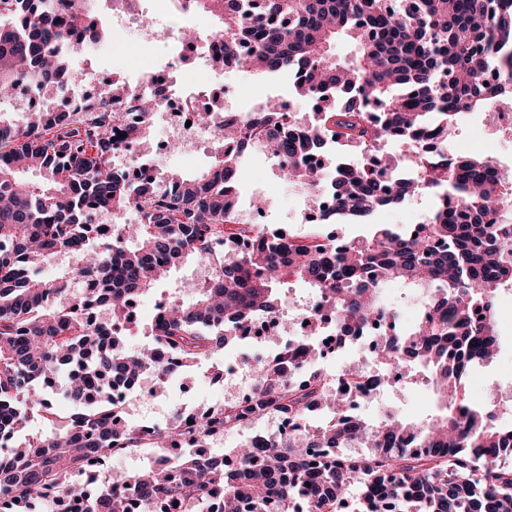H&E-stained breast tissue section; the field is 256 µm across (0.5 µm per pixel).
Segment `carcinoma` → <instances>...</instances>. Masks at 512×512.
<instances>
[{"label":"carcinoma","instance_id":"obj_1","mask_svg":"<svg viewBox=\"0 0 512 512\" xmlns=\"http://www.w3.org/2000/svg\"><path fill=\"white\" fill-rule=\"evenodd\" d=\"M212 16L224 36V65L288 74L296 96L320 103L314 124L297 132L281 105L267 101L243 124H224L231 145L216 149L208 171L170 172L133 184L112 169V95L75 112L50 105L13 128L0 114V502L37 512L57 495L80 512H512V426L492 423L469 405L462 379L500 352L495 301L512 286V181L485 155L457 157L448 139L459 116L512 101V0H186ZM108 30L73 0H0V88L26 76L51 93L74 79L69 47L100 46ZM352 41L356 60H336L332 44ZM499 79L488 81L489 72ZM411 145L423 176L390 190L382 144ZM366 154L343 173L336 159L309 167L329 142ZM258 146L279 162L281 176L312 206L329 187L335 218L364 224L375 210L420 191L437 198L417 234L376 225L371 235L332 241L320 233L285 243L270 234L249 253L224 251L210 280L189 303L167 306L152 323L151 343L130 351L125 334H103L82 304L95 303L119 321L130 302L153 290L189 259L210 263L215 243L238 235L236 172L241 152ZM37 171L39 183L21 174ZM132 213L93 240L102 215ZM72 257L68 275L41 276L56 257ZM294 279L328 298L343 329L373 319L397 324L383 286L400 281L430 303L428 319L406 333L426 366L438 413L426 420L349 416L315 376L298 388L288 368L299 353L287 347L258 359L254 391L234 407L214 406L160 428L148 442L171 449L186 435L248 427L269 414L306 421L320 400L331 410L324 428L304 426L292 438L268 436L234 450L232 468L211 456L140 473H111L107 490L73 479L92 459L142 447L138 427L112 405L110 379L148 372L154 392L168 387L169 354L190 367L241 341L240 327L260 313L285 308L277 285ZM87 371L67 381L73 412L64 427L48 376L71 364ZM44 431L18 439L29 407ZM350 448L354 459L337 456Z\"/></svg>","mask_w":512,"mask_h":512}]
</instances>
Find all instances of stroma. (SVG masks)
Listing matches in <instances>:
<instances>
[{"instance_id":"stroma-1","label":"stroma","mask_w":512,"mask_h":512,"mask_svg":"<svg viewBox=\"0 0 512 512\" xmlns=\"http://www.w3.org/2000/svg\"><path fill=\"white\" fill-rule=\"evenodd\" d=\"M227 76L238 86V93L233 102L234 108L250 109L261 94L294 99L287 76H256L241 69L228 70ZM294 101L295 120L314 119L315 114L308 101ZM489 119L487 112L478 111L459 121L450 142L451 151L466 155L482 153L492 157L497 164L504 162L507 157H512V145H503L495 139L483 137L481 127ZM239 168L247 173L246 180L239 184L241 206L250 207V189L252 185H259L262 193L273 201L271 208L261 216V223L291 224L294 225L297 234L302 236L317 229L324 234L337 232L340 237L346 239L363 237L370 233L372 225L375 224H391L398 227L423 222L427 213L436 204L435 196L425 191L407 199L399 206L375 213L367 224H323L316 227L305 222V201L293 187L281 180L276 158L251 150L242 159ZM201 268L200 262L192 259L186 261L173 269L166 280L143 298L140 321L125 337L128 348L134 349L147 342V326L155 312L156 299L174 298L182 282L199 279ZM497 330L501 338V352L491 364L476 370L466 384V392L469 400L476 406H490L500 417L512 418V309L499 308ZM248 353L249 348L245 345L226 351L220 350L209 359L175 373L163 395L150 397L130 406L129 422L150 421L163 425L171 421L177 412L222 402L224 383L219 375L225 362H245ZM437 407V399L431 386L422 380L413 379L396 386L384 387L374 401L362 406L361 415L367 421L375 422L386 412L391 411L400 418L419 421L436 413Z\"/></svg>"}]
</instances>
